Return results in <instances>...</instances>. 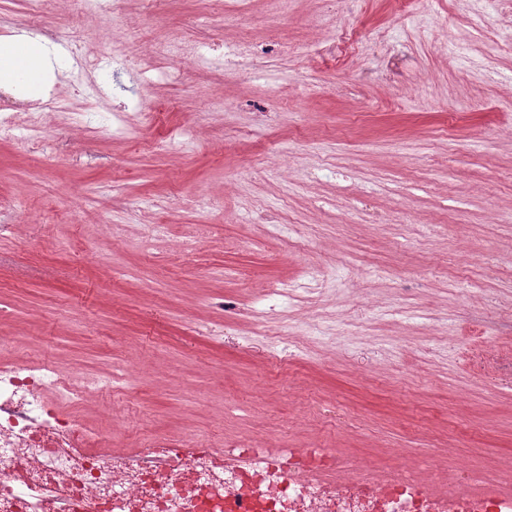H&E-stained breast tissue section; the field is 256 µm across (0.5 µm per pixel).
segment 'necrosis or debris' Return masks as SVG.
<instances>
[{
  "label": "necrosis or debris",
  "mask_w": 512,
  "mask_h": 512,
  "mask_svg": "<svg viewBox=\"0 0 512 512\" xmlns=\"http://www.w3.org/2000/svg\"><path fill=\"white\" fill-rule=\"evenodd\" d=\"M65 386L45 365L0 367V512H512V466L463 480L450 448L423 470L364 476L337 448L210 451L163 437L105 461L49 400Z\"/></svg>",
  "instance_id": "4bbe7bcc"
}]
</instances>
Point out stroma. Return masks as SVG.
I'll return each mask as SVG.
<instances>
[{
	"label": "stroma",
	"instance_id": "35a3bbf8",
	"mask_svg": "<svg viewBox=\"0 0 512 512\" xmlns=\"http://www.w3.org/2000/svg\"><path fill=\"white\" fill-rule=\"evenodd\" d=\"M504 0H55L31 23L61 52L0 137V364L49 360L100 452L390 448L512 461V27ZM260 77L160 59L179 40L270 38ZM341 40L336 56L319 54ZM127 50L142 125L84 59ZM164 225L161 233L153 225ZM266 335H256L257 326ZM132 375V384L122 376Z\"/></svg>",
	"mask_w": 512,
	"mask_h": 512
}]
</instances>
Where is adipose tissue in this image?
<instances>
[{
    "instance_id": "obj_1",
    "label": "adipose tissue",
    "mask_w": 512,
    "mask_h": 512,
    "mask_svg": "<svg viewBox=\"0 0 512 512\" xmlns=\"http://www.w3.org/2000/svg\"><path fill=\"white\" fill-rule=\"evenodd\" d=\"M52 69L50 53L40 41L18 35L0 43V87L37 94Z\"/></svg>"
}]
</instances>
